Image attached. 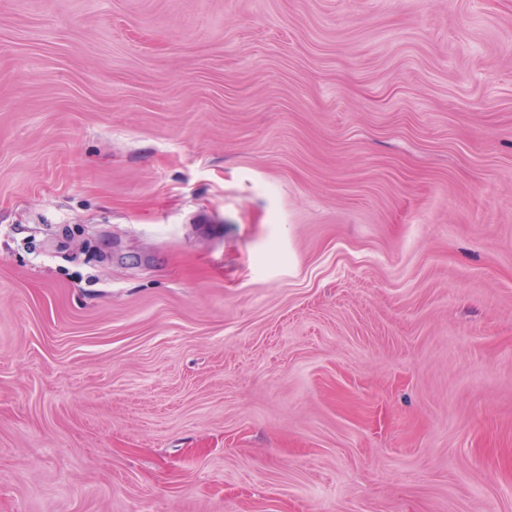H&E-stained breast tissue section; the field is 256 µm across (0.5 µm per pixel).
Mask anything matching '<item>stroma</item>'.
<instances>
[{"mask_svg":"<svg viewBox=\"0 0 512 512\" xmlns=\"http://www.w3.org/2000/svg\"><path fill=\"white\" fill-rule=\"evenodd\" d=\"M0 512H512V0H0Z\"/></svg>","mask_w":512,"mask_h":512,"instance_id":"1","label":"stroma"}]
</instances>
